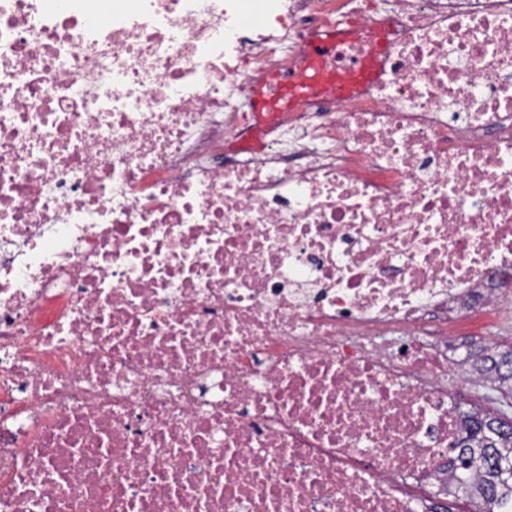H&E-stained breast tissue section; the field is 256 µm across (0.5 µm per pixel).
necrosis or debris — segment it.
<instances>
[{"label": "necrosis or debris", "instance_id": "1", "mask_svg": "<svg viewBox=\"0 0 512 512\" xmlns=\"http://www.w3.org/2000/svg\"><path fill=\"white\" fill-rule=\"evenodd\" d=\"M101 8L0 0V512H428L512 314V0ZM347 20L376 80L225 156ZM487 338L482 334V329L478 325H473L462 334L452 336L449 342V347L453 350L457 357L466 359L468 353L480 352L487 348Z\"/></svg>", "mask_w": 512, "mask_h": 512}]
</instances>
